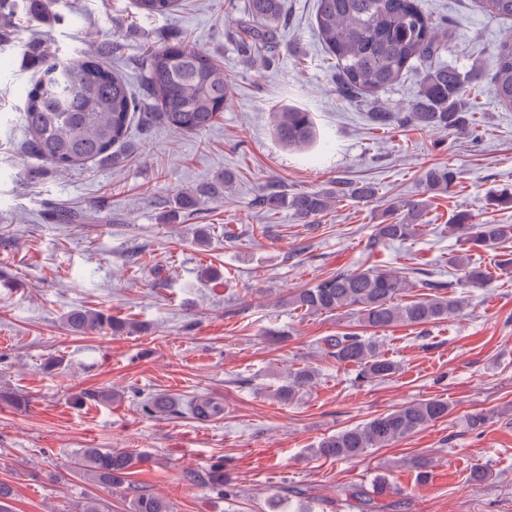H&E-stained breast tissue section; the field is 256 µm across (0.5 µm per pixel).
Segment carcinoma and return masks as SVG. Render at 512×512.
<instances>
[{
	"instance_id": "1",
	"label": "carcinoma",
	"mask_w": 512,
	"mask_h": 512,
	"mask_svg": "<svg viewBox=\"0 0 512 512\" xmlns=\"http://www.w3.org/2000/svg\"><path fill=\"white\" fill-rule=\"evenodd\" d=\"M60 0H0V17L10 19L0 29V45L12 42L15 28L64 21L58 11ZM489 13L512 18V0H482ZM137 13L165 17L179 7V0H134ZM284 24L283 0H247L244 16L231 31L241 52L265 62L276 48V37ZM316 26L330 59L338 88L348 94L373 93L398 82L416 65L424 67L420 91L409 112L400 116L379 109L371 113L378 126L411 123L421 129H448L452 132L476 130V120L466 117L465 97L483 82V75L467 74L438 59L447 50L448 29L434 22L418 0H317ZM36 78L27 89L21 121L27 134L26 152L31 157L67 171L88 162L117 164L118 148L126 141L135 115L141 126L160 122L170 129L196 134L212 127L232 100L233 78L218 60L187 41L169 42L149 52L141 74L149 110L130 91L127 81L114 73L102 55L63 62L55 53L42 49L30 57ZM489 92L502 106L512 108V38L499 42ZM273 132L288 147H304L316 142L318 132L312 114L283 106L274 112ZM234 175L226 172L193 191L176 196L181 209L195 206L197 197H222ZM456 181L450 167L427 170L423 182L431 192L448 191ZM376 196L370 183L352 187L339 181L334 191H301L287 199L267 193L262 203L270 210L289 208L301 220L314 224L332 207L333 199L350 197L367 202ZM429 202L410 199L387 210L386 220L373 226L375 243L404 242L414 238L425 221ZM451 231L459 234L471 249L496 251L512 241V224H480L459 214ZM463 271L462 286L479 287L487 274L468 266V254L453 259ZM410 287L406 273L392 268L338 269L309 288L289 297V305L305 314H333L344 309L357 315L369 328L386 329L398 325L423 326L456 315L464 300L448 295H430L408 302L400 297ZM76 334H131L142 325L101 311L73 310L66 316ZM324 352L358 371L359 379L383 380L396 372V364L381 351L373 336L344 333L327 336ZM315 370L310 367L288 372L274 390L282 404L292 402L300 390L310 385ZM175 399L162 393L143 401L148 416L175 411ZM192 418L208 421L221 416V404L206 396L187 401ZM451 408L440 398L407 402L367 422L323 438L315 452L329 459L360 457L370 448H384L448 418ZM147 457L123 448H83L71 460L78 473L110 489L132 491L131 512H172L170 502L144 489L131 486L132 470ZM184 480L226 499L239 490L224 471L219 459L206 470L189 469ZM394 488L384 476L369 489L353 490L357 512H385L386 498Z\"/></svg>"
}]
</instances>
